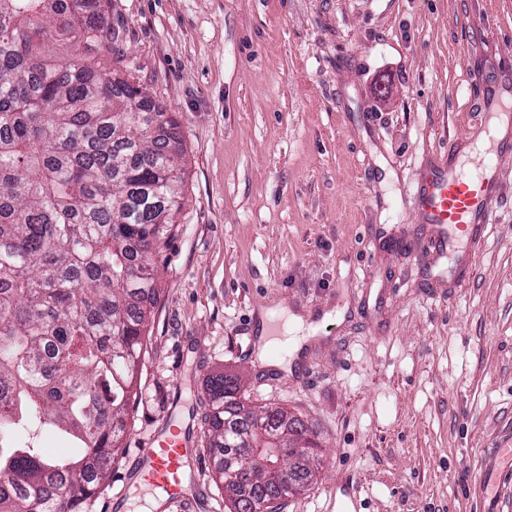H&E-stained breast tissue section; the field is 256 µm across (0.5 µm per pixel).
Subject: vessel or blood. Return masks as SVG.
Here are the masks:
<instances>
[{
    "label": "vessel or blood",
    "mask_w": 512,
    "mask_h": 512,
    "mask_svg": "<svg viewBox=\"0 0 512 512\" xmlns=\"http://www.w3.org/2000/svg\"><path fill=\"white\" fill-rule=\"evenodd\" d=\"M512 155V140L502 139L488 147L471 169H464L456 152L441 161L438 173L416 188L418 205L427 223L449 231L465 232L488 221L500 193V164ZM143 463L126 495L148 491L166 497L171 504L185 506L194 499V487L185 477L187 450L181 439L156 438L152 447L142 449Z\"/></svg>",
    "instance_id": "1"
}]
</instances>
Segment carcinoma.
<instances>
[{"mask_svg":"<svg viewBox=\"0 0 512 512\" xmlns=\"http://www.w3.org/2000/svg\"><path fill=\"white\" fill-rule=\"evenodd\" d=\"M109 0H0V512H84L119 462L157 303L154 264L182 210L176 122L122 77ZM74 48L42 59L50 32ZM207 450L228 512L285 500L315 476V435L282 407L205 384ZM50 433L71 453L46 455ZM265 461L255 475L238 455Z\"/></svg>","mask_w":512,"mask_h":512,"instance_id":"cac0c4a2","label":"carcinoma"}]
</instances>
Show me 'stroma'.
Here are the masks:
<instances>
[{"instance_id": "obj_1", "label": "stroma", "mask_w": 512, "mask_h": 512, "mask_svg": "<svg viewBox=\"0 0 512 512\" xmlns=\"http://www.w3.org/2000/svg\"><path fill=\"white\" fill-rule=\"evenodd\" d=\"M123 75L174 114L183 208L124 454L85 512H138L125 476L154 435L193 453L195 512H225L204 384L238 377L322 447L283 512H479L488 449L512 448V158L478 246L433 248L414 198L476 142L512 81V0H111ZM315 337L257 359L262 310ZM357 499H349L348 487Z\"/></svg>"}]
</instances>
